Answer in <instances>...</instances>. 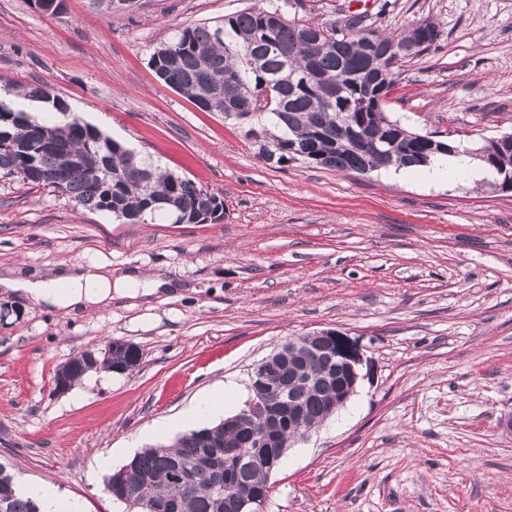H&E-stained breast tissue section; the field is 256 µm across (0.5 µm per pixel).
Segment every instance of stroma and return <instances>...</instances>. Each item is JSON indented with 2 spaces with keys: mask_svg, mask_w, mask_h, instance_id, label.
Here are the masks:
<instances>
[{
  "mask_svg": "<svg viewBox=\"0 0 512 512\" xmlns=\"http://www.w3.org/2000/svg\"><path fill=\"white\" fill-rule=\"evenodd\" d=\"M248 7L400 33L433 20L384 109L408 129L472 149L512 133V0H144L100 16L0 0V96L41 83L70 111L224 200L215 224H120L53 189L0 178V276L79 263L162 273L172 289L75 316L0 293V464L83 512H134L95 457L130 448L202 395L239 411L255 363L289 337L336 328L359 341L347 406L270 473L264 512H512V196L492 179L427 182L265 164L248 126L161 84L150 53L172 25ZM119 338L132 371L54 391L56 369Z\"/></svg>",
  "mask_w": 512,
  "mask_h": 512,
  "instance_id": "stroma-1",
  "label": "stroma"
}]
</instances>
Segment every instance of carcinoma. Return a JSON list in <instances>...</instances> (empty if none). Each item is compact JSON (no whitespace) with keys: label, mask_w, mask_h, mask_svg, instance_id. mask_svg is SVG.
<instances>
[{"label":"carcinoma","mask_w":512,"mask_h":512,"mask_svg":"<svg viewBox=\"0 0 512 512\" xmlns=\"http://www.w3.org/2000/svg\"><path fill=\"white\" fill-rule=\"evenodd\" d=\"M416 28L400 35L360 28L347 17L330 28L314 29L290 21L277 9L245 8L220 20L177 26L154 47L148 64L157 78L188 97L203 112L226 119L249 117L259 130L271 131L276 164L295 160L296 148L309 165L365 173L369 170L427 165L438 154H451L449 142L413 132L380 113V122L364 123L377 98L395 86L398 67L381 70L366 42L410 56ZM343 87L342 95L336 88ZM271 101H264L266 92ZM16 97L37 101L47 112L65 111L64 103L43 84L26 85ZM0 175L49 187L83 210L104 212L123 224H198L199 217L224 201L178 173L161 169L151 157L134 155L119 142L75 115L64 123L38 121L0 100ZM378 142L381 152L367 153L362 137ZM51 142V152L40 147ZM487 168L494 175L512 172V143L496 148ZM129 356L107 344L99 366L112 368ZM318 374L319 392L300 396L295 417L271 429L285 441L319 426L331 414L324 393L336 385ZM265 381L291 395L303 388L286 364L266 369ZM255 424L240 412L229 420L192 430L171 445L146 448L107 477L112 497L130 506L144 488L158 512H241L247 492L265 499L268 477L281 463V449L256 448V459L224 469V444L247 440ZM0 512H41L24 497L14 476L0 464Z\"/></svg>","instance_id":"obj_1"}]
</instances>
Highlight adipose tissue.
Here are the masks:
<instances>
[{
    "label": "adipose tissue",
    "mask_w": 512,
    "mask_h": 512,
    "mask_svg": "<svg viewBox=\"0 0 512 512\" xmlns=\"http://www.w3.org/2000/svg\"><path fill=\"white\" fill-rule=\"evenodd\" d=\"M165 284L161 276L140 273L112 276L97 267H74L47 279L6 278L0 286L35 302L76 315L89 309L111 306L116 299H137L154 295Z\"/></svg>",
    "instance_id": "ef3b65f1"
}]
</instances>
